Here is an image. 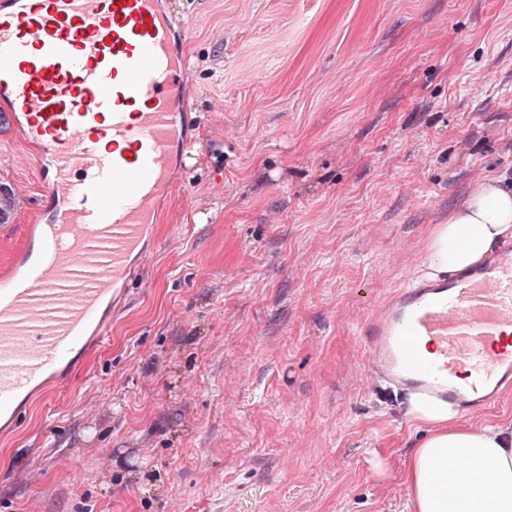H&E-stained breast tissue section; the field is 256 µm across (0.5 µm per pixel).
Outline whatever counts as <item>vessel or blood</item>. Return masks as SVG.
<instances>
[{
  "instance_id": "vessel-or-blood-1",
  "label": "vessel or blood",
  "mask_w": 512,
  "mask_h": 512,
  "mask_svg": "<svg viewBox=\"0 0 512 512\" xmlns=\"http://www.w3.org/2000/svg\"><path fill=\"white\" fill-rule=\"evenodd\" d=\"M185 76L163 0H0V104L41 148L47 197L66 202L0 270L1 431L107 336L103 314L173 188ZM508 327L510 242L467 277L425 280L375 306L361 353L371 379L464 411L512 384Z\"/></svg>"
}]
</instances>
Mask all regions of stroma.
I'll return each mask as SVG.
<instances>
[{"label": "stroma", "mask_w": 512, "mask_h": 512, "mask_svg": "<svg viewBox=\"0 0 512 512\" xmlns=\"http://www.w3.org/2000/svg\"><path fill=\"white\" fill-rule=\"evenodd\" d=\"M193 126L104 343L0 434V512H408L422 437L360 322L512 179V0H164ZM17 210L37 151L0 121Z\"/></svg>", "instance_id": "obj_1"}]
</instances>
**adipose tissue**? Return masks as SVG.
Returning a JSON list of instances; mask_svg holds the SVG:
<instances>
[{
    "label": "adipose tissue",
    "mask_w": 512,
    "mask_h": 512,
    "mask_svg": "<svg viewBox=\"0 0 512 512\" xmlns=\"http://www.w3.org/2000/svg\"><path fill=\"white\" fill-rule=\"evenodd\" d=\"M512 236V182L491 176L433 227L425 262L428 277L460 273L483 262ZM406 415L427 434L406 469L408 512H512V425L461 423L452 402L413 394ZM454 483L437 478L451 464Z\"/></svg>",
    "instance_id": "ef3b65f1"
}]
</instances>
